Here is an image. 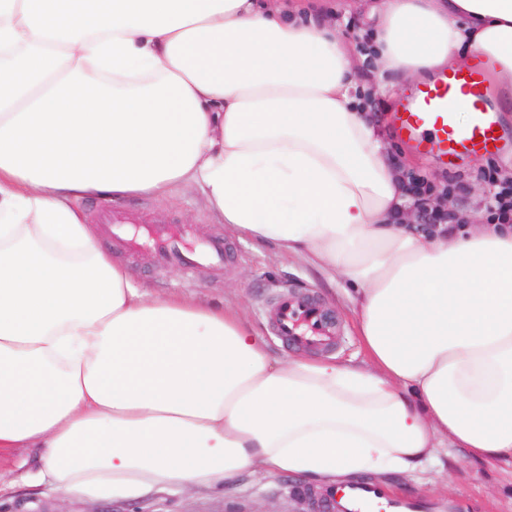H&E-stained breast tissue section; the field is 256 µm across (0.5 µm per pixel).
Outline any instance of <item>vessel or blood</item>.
Returning a JSON list of instances; mask_svg holds the SVG:
<instances>
[{
  "instance_id": "obj_1",
  "label": "vessel or blood",
  "mask_w": 512,
  "mask_h": 512,
  "mask_svg": "<svg viewBox=\"0 0 512 512\" xmlns=\"http://www.w3.org/2000/svg\"><path fill=\"white\" fill-rule=\"evenodd\" d=\"M468 110L470 119L460 124L457 114ZM394 131L413 149L437 156L449 164L460 156L487 157L500 150L499 122L489 100L482 65L442 70L420 83L394 108ZM148 244L163 265L193 266L224 260V242L212 239L195 251L183 250L172 226H154ZM274 331L288 344L312 349L335 344L338 331L330 325L320 305L311 297L283 294L275 310ZM381 490L362 483L336 492L334 512H400L398 502H382Z\"/></svg>"
}]
</instances>
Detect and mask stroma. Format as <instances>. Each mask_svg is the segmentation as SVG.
Masks as SVG:
<instances>
[{
    "mask_svg": "<svg viewBox=\"0 0 512 512\" xmlns=\"http://www.w3.org/2000/svg\"><path fill=\"white\" fill-rule=\"evenodd\" d=\"M339 35L354 53L360 78H367L371 59L368 51L357 48V37H370L374 20L370 0H333ZM383 92L370 95L364 106L380 132V143L387 162L403 171L418 172L435 183L448 179L462 187L448 197V205L466 223H486L485 203L489 193L479 171L487 162L500 169L512 166V107L499 114L503 149L493 159H463L455 168H443L429 156L415 153L392 131L390 108L397 94L398 76L383 78ZM91 224L100 249L127 266L137 284L152 296L172 292L200 298L212 305L237 308L261 335L270 351L291 355L292 347L273 335L271 317L280 296L286 291L308 294L335 318L338 336L329 355L338 361L360 363L364 358L357 336L358 315L354 308L332 296L325 278L303 261L286 257L273 247H259L240 240L225 225L216 223L200 191L188 189L163 196H131L117 204L97 197L75 202ZM136 218L137 226L169 224L184 228L185 244L195 248L201 241L220 237L225 241V259L220 265L191 269L159 265L149 247H131L127 240L108 234L97 217L110 207ZM38 451L16 448L0 454V512H317L326 491L323 486L294 475L243 473L224 489L192 488L160 492L137 501L101 499H62L31 486L38 471ZM441 462L447 474L430 482L428 474L410 479L393 473L366 475V482L391 498L423 502L422 512H512V466L474 463L463 449H450Z\"/></svg>",
    "mask_w": 512,
    "mask_h": 512,
    "instance_id": "1",
    "label": "stroma"
}]
</instances>
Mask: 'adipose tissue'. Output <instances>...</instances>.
Wrapping results in <instances>:
<instances>
[{
	"instance_id": "ef3b65f1",
	"label": "adipose tissue",
	"mask_w": 512,
	"mask_h": 512,
	"mask_svg": "<svg viewBox=\"0 0 512 512\" xmlns=\"http://www.w3.org/2000/svg\"><path fill=\"white\" fill-rule=\"evenodd\" d=\"M327 0H0V452L61 498L334 488L512 465V226L426 231L362 114ZM374 76L481 58L512 92V0H383ZM195 186L218 221L339 275L366 355L282 358L231 307L154 297L75 199Z\"/></svg>"
}]
</instances>
